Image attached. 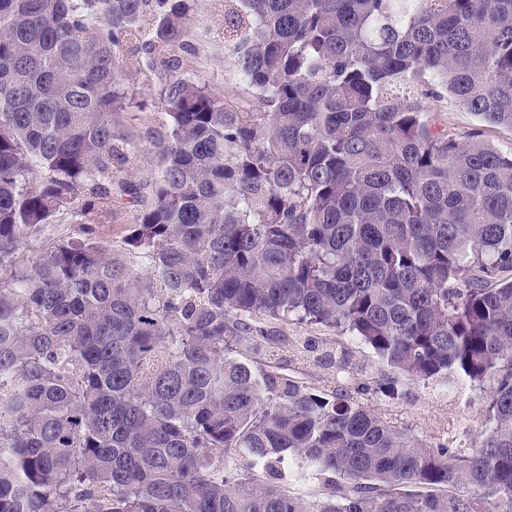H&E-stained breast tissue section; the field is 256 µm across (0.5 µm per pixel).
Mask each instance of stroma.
<instances>
[{
  "label": "stroma",
  "instance_id": "obj_1",
  "mask_svg": "<svg viewBox=\"0 0 512 512\" xmlns=\"http://www.w3.org/2000/svg\"><path fill=\"white\" fill-rule=\"evenodd\" d=\"M223 9V0H197L193 34L188 47L178 51L177 59L182 71L223 96L225 102L238 105L246 100L247 90L235 76L233 58L224 50ZM428 118L458 137L478 130L499 149H512V130L482 124L474 114L452 101L429 102ZM124 131L137 146L126 165V177L138 184L145 183L156 171L152 138L164 131L156 108L127 113ZM137 208L132 197H122L114 206L111 223L101 226L98 236L117 253L125 255L130 269L141 275L148 269L147 262L128 252L125 243ZM382 410L398 426L420 435L448 434L464 446L474 444L485 429L482 393L459 378L448 385L435 381L413 384L398 399L384 402Z\"/></svg>",
  "mask_w": 512,
  "mask_h": 512
}]
</instances>
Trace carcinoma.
Here are the masks:
<instances>
[{
	"instance_id": "obj_1",
	"label": "carcinoma",
	"mask_w": 512,
	"mask_h": 512,
	"mask_svg": "<svg viewBox=\"0 0 512 512\" xmlns=\"http://www.w3.org/2000/svg\"><path fill=\"white\" fill-rule=\"evenodd\" d=\"M194 4L0 0V512H512V151L426 117L512 130V0H224L244 107L172 74ZM144 55L170 75L138 276L97 227ZM289 321L370 348L391 400L461 373L482 439L265 369ZM290 456L332 491L269 481ZM427 116L438 127H448L455 132L461 140L474 130H479L483 137L493 143L502 151L512 149V130L482 124L479 119L462 109L452 101L429 102ZM72 223L73 218L68 211L58 214L55 224L49 225L40 235L31 239L24 248L19 250L16 262L26 264L48 245L73 234L74 224Z\"/></svg>"
}]
</instances>
